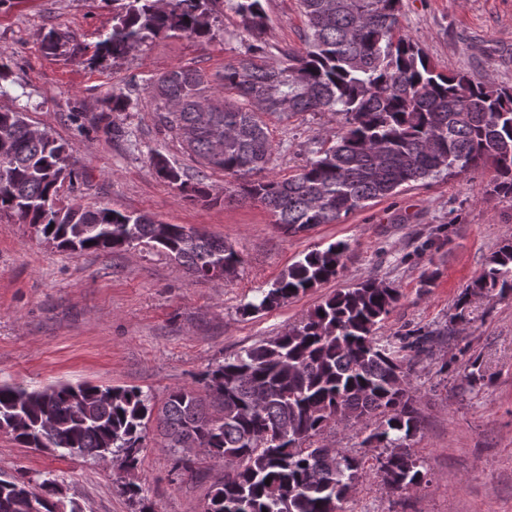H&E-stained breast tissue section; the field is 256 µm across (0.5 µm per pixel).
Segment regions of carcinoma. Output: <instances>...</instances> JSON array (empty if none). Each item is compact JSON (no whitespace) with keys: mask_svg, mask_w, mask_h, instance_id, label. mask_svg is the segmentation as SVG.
<instances>
[{"mask_svg":"<svg viewBox=\"0 0 512 512\" xmlns=\"http://www.w3.org/2000/svg\"><path fill=\"white\" fill-rule=\"evenodd\" d=\"M231 2L247 31L262 30V0ZM300 3L307 49L286 54V64L263 62V47L250 43L214 77L178 66L150 82L160 124L178 138L195 129L184 146L196 162L241 180L232 196L263 206L286 235L339 223L410 183L479 169L493 172V192L512 198V90L437 70L419 43L398 34L400 0ZM219 6L220 0H112V29L96 52L118 59L149 37L204 39ZM73 41L54 31L43 39L52 55L79 50ZM216 95L224 109L200 121L201 102ZM305 112H333L339 129L297 174L252 179L275 161L263 116L282 120ZM149 161L186 198L215 202L202 181H191L161 151H151ZM79 177L65 144L49 134L30 136L23 113L0 110V213L18 215L71 252L154 243L198 279L221 268L235 272L239 257L222 239L180 224L167 225L163 236L162 223L149 215L61 202L59 188ZM346 251L336 242L305 254L241 314L279 307L336 278ZM507 293L512 241L492 253L458 295L449 324L470 322L473 297ZM398 298L397 289L372 280L334 294L284 334L206 370L204 398L180 387L158 404L137 387L1 383L0 430L26 448L62 456L93 459L109 448L130 472L154 423L172 456L198 443L224 466L204 512H339L362 459L314 438L376 418L363 444L381 449L376 461L393 463L395 481L419 487L425 473L410 440L421 415L409 366L432 333L378 338ZM37 496L44 497L43 512L65 505L55 478L36 488L0 478V512H30L29 500Z\"/></svg>","mask_w":512,"mask_h":512,"instance_id":"obj_1","label":"carcinoma"}]
</instances>
